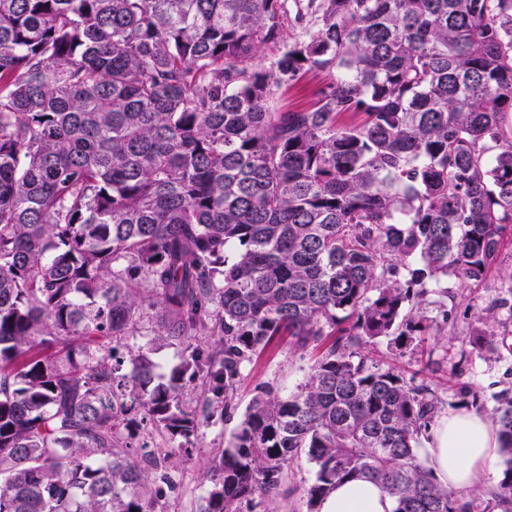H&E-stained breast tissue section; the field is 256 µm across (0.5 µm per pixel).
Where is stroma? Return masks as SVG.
<instances>
[{"label": "stroma", "mask_w": 512, "mask_h": 512, "mask_svg": "<svg viewBox=\"0 0 512 512\" xmlns=\"http://www.w3.org/2000/svg\"><path fill=\"white\" fill-rule=\"evenodd\" d=\"M331 77L308 72L278 89L271 105L275 110H300L313 105L329 85ZM512 282V244H506L499 258L498 272L479 285L457 279L448 281V311L429 306L435 320L431 337L423 347L394 350L386 342L367 346L369 357L388 362L404 376H417L435 391L441 413L465 409L469 389H479L484 400L512 387V312L504 301L512 299L507 285ZM492 310L497 321L492 327V348L479 349L469 343L478 329V313ZM315 358L314 351L290 350L287 338L274 341L247 366L244 379L231 400L230 411L209 404L199 390H188L187 405L196 412L200 426L189 452L180 454L170 469L174 489L168 498L170 512H201L204 504L206 463L217 450L229 447L257 387L270 386L281 394L296 391ZM315 471L306 458L289 464L278 495L255 499L242 512H308L306 490Z\"/></svg>", "instance_id": "35a3bbf8"}]
</instances>
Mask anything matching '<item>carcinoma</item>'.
Listing matches in <instances>:
<instances>
[{
  "label": "carcinoma",
  "instance_id": "obj_1",
  "mask_svg": "<svg viewBox=\"0 0 512 512\" xmlns=\"http://www.w3.org/2000/svg\"><path fill=\"white\" fill-rule=\"evenodd\" d=\"M310 71L315 104L274 110ZM507 241L512 0H0V512H167L132 428L182 447L187 386L231 408L282 336L318 356L252 399L203 512L275 497L303 454L311 508L367 477L394 512H473L418 455L434 391L362 348L425 335ZM491 418L512 512L511 388ZM331 82L322 72H308L296 81L282 86L273 96L271 105L277 111L300 110L313 105ZM156 363V375L165 379L176 371L182 362V349L176 346L163 347L150 354Z\"/></svg>",
  "mask_w": 512,
  "mask_h": 512
}]
</instances>
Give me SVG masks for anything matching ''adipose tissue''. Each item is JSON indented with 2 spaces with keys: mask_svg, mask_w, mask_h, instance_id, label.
I'll list each match as a JSON object with an SVG mask.
<instances>
[{
  "mask_svg": "<svg viewBox=\"0 0 512 512\" xmlns=\"http://www.w3.org/2000/svg\"><path fill=\"white\" fill-rule=\"evenodd\" d=\"M497 446L491 420L467 410L440 417L426 444L438 481L457 489L486 481ZM321 512H394V501L378 481L359 478L337 484L323 501Z\"/></svg>",
  "mask_w": 512,
  "mask_h": 512,
  "instance_id": "obj_1",
  "label": "adipose tissue"
}]
</instances>
